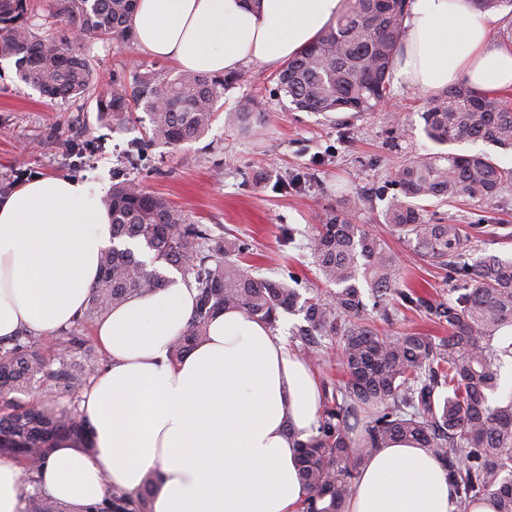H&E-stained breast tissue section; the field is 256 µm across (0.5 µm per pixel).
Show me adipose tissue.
<instances>
[{
	"label": "adipose tissue",
	"mask_w": 512,
	"mask_h": 512,
	"mask_svg": "<svg viewBox=\"0 0 512 512\" xmlns=\"http://www.w3.org/2000/svg\"><path fill=\"white\" fill-rule=\"evenodd\" d=\"M345 0H138L140 50L181 69L221 75L245 64L278 68L334 23ZM469 0H412L394 81L439 91L466 82L512 90V42ZM101 189L39 177L0 202V338L55 334L84 310L112 231ZM195 310L183 277L128 299L100 319L109 363L80 398L91 453L58 438L39 489L70 512H96L113 490L137 493L157 472L152 512H297L304 497L297 443L315 426L321 395L311 368L269 326L241 312L214 315L182 359L169 356ZM442 461L412 443L362 465L345 512H458Z\"/></svg>",
	"instance_id": "ef3b65f1"
}]
</instances>
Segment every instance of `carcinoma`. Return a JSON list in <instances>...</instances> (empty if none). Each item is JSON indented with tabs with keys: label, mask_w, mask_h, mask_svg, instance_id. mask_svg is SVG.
<instances>
[{
	"label": "carcinoma",
	"mask_w": 512,
	"mask_h": 512,
	"mask_svg": "<svg viewBox=\"0 0 512 512\" xmlns=\"http://www.w3.org/2000/svg\"><path fill=\"white\" fill-rule=\"evenodd\" d=\"M408 0H346L335 24L276 74L279 91L305 112H373L390 94L395 57L407 38ZM137 0H47L45 14L33 0H0V60L16 62V77L49 100L96 95L102 121H122L142 109L148 139L130 144L127 156L139 159L151 145L180 146L199 140L217 118L216 104L235 76L193 71L162 74L148 69L131 84L112 77V90L96 93L98 74L91 44L113 40L127 46L135 36L130 18ZM426 137L437 145L470 140L512 147V107L500 97L473 92L460 83L432 97L421 113ZM244 135L260 132L267 114L241 100L227 115ZM29 173L0 175V199ZM394 182L401 195L383 210V219L407 238L410 249L448 268L454 297L446 303L403 288L400 260L385 242L332 212L312 238L314 263L325 294L300 302L283 280L255 276L227 254L232 248L190 224L167 200L145 192L132 179L112 184L101 203L112 237L129 239L151 254V263L132 249H112L100 257L99 276L86 308L74 324L56 335L48 356L41 338L22 331L0 340V455L23 461L31 482L53 450L57 437L82 441L87 428L75 399L100 369L88 346L85 324L128 298L146 296L168 283L172 268L192 278L196 314L171 346L177 360L206 336L211 316L238 310L275 325L280 313L300 309L298 356L311 363L324 354L327 336L340 353L347 380L324 386L317 425L297 443L305 497L300 512H343L362 463L387 444L401 440L440 457L456 487L460 512L490 503L494 512H512V394H501L500 366L512 358V343L494 345L512 329V257L486 254L469 262L472 244L489 234L484 224H431L422 203L468 197L480 203L498 198L512 185V166L486 152H430L398 164ZM383 321L398 308L423 310L447 326L448 335L419 332L392 335L364 315L361 285ZM37 391L51 400L17 402L15 394ZM66 394V404L54 399ZM155 477L131 496L112 492L105 512H151ZM26 512H66L56 500L36 491Z\"/></svg>",
	"instance_id": "1"
}]
</instances>
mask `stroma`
<instances>
[{"mask_svg":"<svg viewBox=\"0 0 512 512\" xmlns=\"http://www.w3.org/2000/svg\"><path fill=\"white\" fill-rule=\"evenodd\" d=\"M92 54L103 88L110 87L116 72L129 78L149 66L173 68L135 47L98 41ZM237 76L218 104L219 118L199 141L154 147L131 167L124 147L144 137V112L105 124L98 118L95 98L48 101L16 79L13 61L0 60V174L21 167L38 177L79 178L106 191L116 175H125L146 192L166 198L190 223L237 240L244 247L240 259L254 275L287 281L305 298L326 290L310 250L317 225L327 213L340 211L344 196L365 192L373 208L359 212L356 223L400 258L409 285L427 289L434 301H447L444 270L413 256L404 237L381 217L397 192L392 183L395 166L434 148L421 119L429 92L392 87L386 104L348 127L336 114L294 110L279 96L269 69L247 65ZM243 98L270 116L260 138L242 135L223 118ZM91 138L102 140L103 150L85 165L73 164L68 142ZM295 175L301 188L283 190V181ZM426 216L440 224L512 226V190L484 205L463 197L430 205Z\"/></svg>","mask_w":512,"mask_h":512,"instance_id":"35a3bbf8","label":"stroma"}]
</instances>
